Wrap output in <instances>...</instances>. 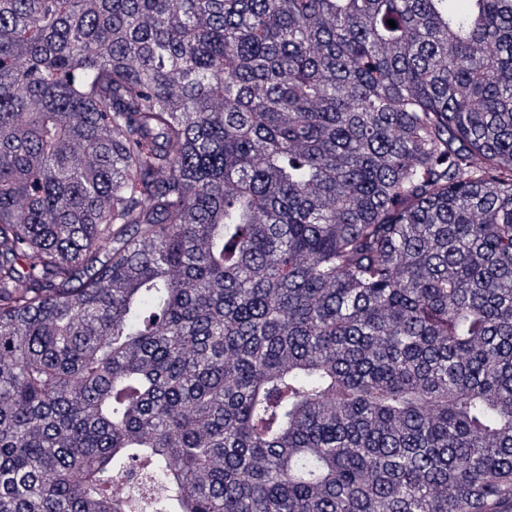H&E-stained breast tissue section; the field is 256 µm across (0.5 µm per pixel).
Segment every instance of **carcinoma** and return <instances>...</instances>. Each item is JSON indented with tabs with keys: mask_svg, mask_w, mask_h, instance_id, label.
Returning <instances> with one entry per match:
<instances>
[{
	"mask_svg": "<svg viewBox=\"0 0 512 512\" xmlns=\"http://www.w3.org/2000/svg\"><path fill=\"white\" fill-rule=\"evenodd\" d=\"M507 498L512 0H0V512Z\"/></svg>",
	"mask_w": 512,
	"mask_h": 512,
	"instance_id": "cac0c4a2",
	"label": "carcinoma"
}]
</instances>
